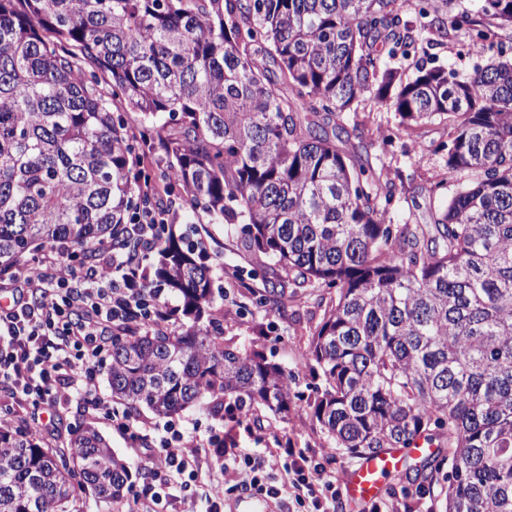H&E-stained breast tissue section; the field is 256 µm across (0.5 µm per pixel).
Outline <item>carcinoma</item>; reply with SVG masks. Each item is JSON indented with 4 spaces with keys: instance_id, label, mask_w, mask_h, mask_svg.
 <instances>
[{
    "instance_id": "1",
    "label": "carcinoma",
    "mask_w": 512,
    "mask_h": 512,
    "mask_svg": "<svg viewBox=\"0 0 512 512\" xmlns=\"http://www.w3.org/2000/svg\"><path fill=\"white\" fill-rule=\"evenodd\" d=\"M0 0V281L47 244L81 264L123 242L150 154L165 210L224 225L266 288L256 304L323 309L308 399L263 351L224 338L206 257L171 230L156 281L182 329L112 333L108 383L129 411L198 408L233 422L306 404L334 447L364 457L418 440L417 470L447 482L445 512H512V58L465 79L427 66L448 23L488 50L512 41V0ZM411 62L412 73L389 65ZM399 126L448 128L444 176L466 182L432 224H395L403 173L385 175L349 123L359 103ZM67 448L0 419V512L119 501L131 470L93 425Z\"/></svg>"
}]
</instances>
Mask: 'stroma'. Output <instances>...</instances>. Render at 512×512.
<instances>
[{
  "instance_id": "obj_1",
  "label": "stroma",
  "mask_w": 512,
  "mask_h": 512,
  "mask_svg": "<svg viewBox=\"0 0 512 512\" xmlns=\"http://www.w3.org/2000/svg\"><path fill=\"white\" fill-rule=\"evenodd\" d=\"M428 60L435 65L452 67L463 77L481 63L480 58L468 54L463 35L453 30L446 31L438 45L430 48ZM355 119L364 140L373 143L375 150L384 151L388 175L403 172L413 177L397 196V207L393 213L395 223H432L447 198L446 190L435 192L431 189L445 165L437 147L448 138L446 126L435 121L413 133L399 129V118L392 109L369 100L361 103ZM388 137L393 140L389 146L384 143ZM190 222L200 230L197 240L209 256L214 284L224 291L223 298L217 299L216 305L224 310L225 336L235 337L239 343L248 346L263 348L269 358L294 373L297 390L311 393L315 381L305 351L320 319L312 301L297 299L290 302L288 315L284 318L257 306L253 293L262 288L263 282L256 260L237 248L233 239L226 235L223 225L207 223L203 218L193 220L181 212L176 216L174 227L181 230ZM229 270L236 271L235 279L226 278L225 273ZM178 422L185 432L203 441L223 435L224 431H232L238 447L253 450L273 446L275 437L289 436L297 447L305 449L308 456L338 478L358 463L357 458L331 448L320 425L301 410L291 412L284 420L259 411L250 415L243 425L234 427L224 418L190 409L179 416ZM56 423L51 448L64 445L70 427L93 424L108 438L112 449L128 461L134 487L142 486L145 460L129 434L117 430L75 400L60 408ZM385 485L387 490L382 494L383 499L410 504L411 512H444L445 494L441 486L411 488L401 472L386 479Z\"/></svg>"
}]
</instances>
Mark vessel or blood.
Listing matches in <instances>:
<instances>
[{
  "label": "vessel or blood",
  "instance_id": "vessel-or-blood-1",
  "mask_svg": "<svg viewBox=\"0 0 512 512\" xmlns=\"http://www.w3.org/2000/svg\"><path fill=\"white\" fill-rule=\"evenodd\" d=\"M430 453L429 447L420 444L409 449L394 448L379 454L363 457L343 477V484L354 504H364L378 499L385 479L399 466L405 456L423 458ZM275 504L263 495H251L236 501L233 512H274Z\"/></svg>",
  "mask_w": 512,
  "mask_h": 512
}]
</instances>
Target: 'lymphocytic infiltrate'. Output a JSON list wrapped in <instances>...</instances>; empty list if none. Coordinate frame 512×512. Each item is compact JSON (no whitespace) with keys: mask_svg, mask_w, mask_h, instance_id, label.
Returning a JSON list of instances; mask_svg holds the SVG:
<instances>
[{"mask_svg":"<svg viewBox=\"0 0 512 512\" xmlns=\"http://www.w3.org/2000/svg\"><path fill=\"white\" fill-rule=\"evenodd\" d=\"M164 222V212L146 204L121 228L134 240V249L107 244L94 264L76 268L58 247L46 251L37 266L17 267L8 284L13 304L0 307V388L32 406L30 430L44 440L52 438L55 428L39 414L40 405L56 408L74 399L118 429L131 431L150 475L132 497L133 512H164L174 501L193 506L186 476L203 455L214 458L225 482L246 483L273 497L280 490L269 480L281 460H291L293 472L284 475V482L305 488L313 507H320L333 481L291 440L248 456L221 444H202L170 421L152 432L135 433L129 412L99 396L96 366L109 329L133 312L163 330L173 318L172 309L155 300L158 288L150 281L148 264Z\"/></svg>","mask_w":512,"mask_h":512,"instance_id":"obj_1","label":"lymphocytic infiltrate"}]
</instances>
